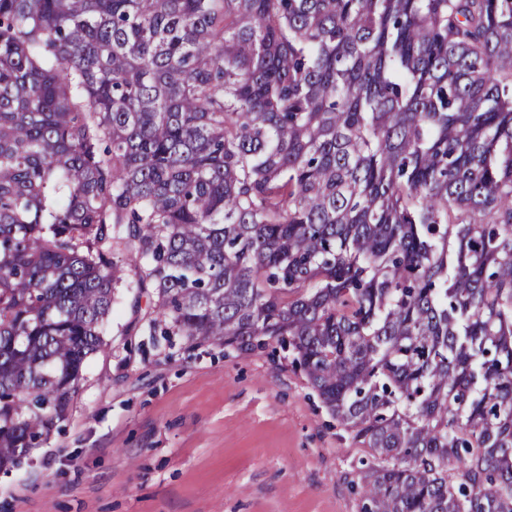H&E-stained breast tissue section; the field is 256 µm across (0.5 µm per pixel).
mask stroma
<instances>
[{"label": "stroma", "instance_id": "35a3bbf8", "mask_svg": "<svg viewBox=\"0 0 512 512\" xmlns=\"http://www.w3.org/2000/svg\"><path fill=\"white\" fill-rule=\"evenodd\" d=\"M119 289L67 419L0 470V512H359L363 449L293 352L154 326Z\"/></svg>", "mask_w": 512, "mask_h": 512}]
</instances>
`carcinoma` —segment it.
<instances>
[{
    "instance_id": "cac0c4a2",
    "label": "carcinoma",
    "mask_w": 512,
    "mask_h": 512,
    "mask_svg": "<svg viewBox=\"0 0 512 512\" xmlns=\"http://www.w3.org/2000/svg\"><path fill=\"white\" fill-rule=\"evenodd\" d=\"M120 286L292 347L360 512H512V0H0V469Z\"/></svg>"
}]
</instances>
